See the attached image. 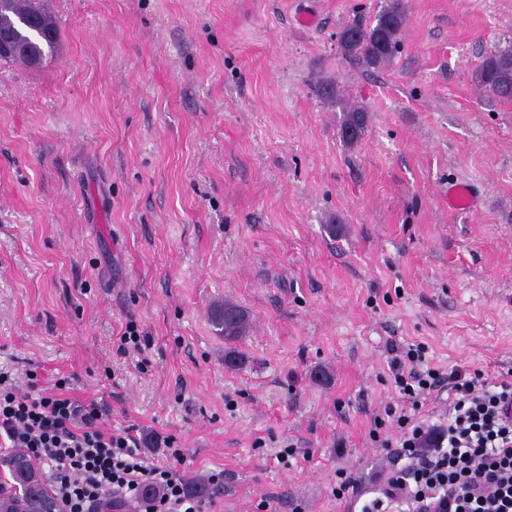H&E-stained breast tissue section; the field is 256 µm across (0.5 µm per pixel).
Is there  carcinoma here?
<instances>
[{"label":"carcinoma","instance_id":"obj_1","mask_svg":"<svg viewBox=\"0 0 512 512\" xmlns=\"http://www.w3.org/2000/svg\"><path fill=\"white\" fill-rule=\"evenodd\" d=\"M55 17L48 0H8L6 13L0 15V39H20L9 64L36 68L46 54L54 53L59 43V27H48L45 20ZM405 20L403 0H385L373 22L364 25L353 22L337 34L344 55L368 68L389 63L398 50V35ZM477 83L487 94L503 101H512V49L488 55L477 71ZM368 113L362 105L343 109L339 127L342 142L352 147L364 136ZM210 321L216 334L224 337L229 350L224 363L233 367L240 360L232 345L245 338L251 330L248 312L230 299L217 301L210 307ZM12 482L0 485V512H43L47 483L43 472L29 455L16 450L8 459Z\"/></svg>","mask_w":512,"mask_h":512}]
</instances>
